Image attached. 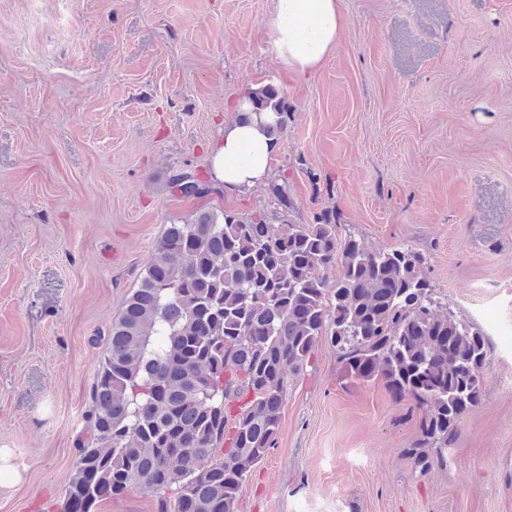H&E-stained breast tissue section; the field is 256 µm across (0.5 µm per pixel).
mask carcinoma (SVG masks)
<instances>
[{"mask_svg":"<svg viewBox=\"0 0 512 512\" xmlns=\"http://www.w3.org/2000/svg\"><path fill=\"white\" fill-rule=\"evenodd\" d=\"M247 96L280 136L279 90ZM286 224L275 233L266 213L205 211L167 225L112 323L62 512H96L135 488L158 494L157 512H234L275 445L288 372L321 336L348 376H381L394 399L429 406L408 454L424 474L445 460L481 401L483 335L435 297L421 254L341 240L327 211Z\"/></svg>","mask_w":512,"mask_h":512,"instance_id":"obj_1","label":"carcinoma"}]
</instances>
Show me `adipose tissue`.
<instances>
[{"mask_svg": "<svg viewBox=\"0 0 512 512\" xmlns=\"http://www.w3.org/2000/svg\"><path fill=\"white\" fill-rule=\"evenodd\" d=\"M344 25L340 0H274L273 43L295 75L318 70L334 50ZM263 121L225 123L211 149L212 177L229 192H246L270 172L275 150Z\"/></svg>", "mask_w": 512, "mask_h": 512, "instance_id": "1", "label": "adipose tissue"}]
</instances>
